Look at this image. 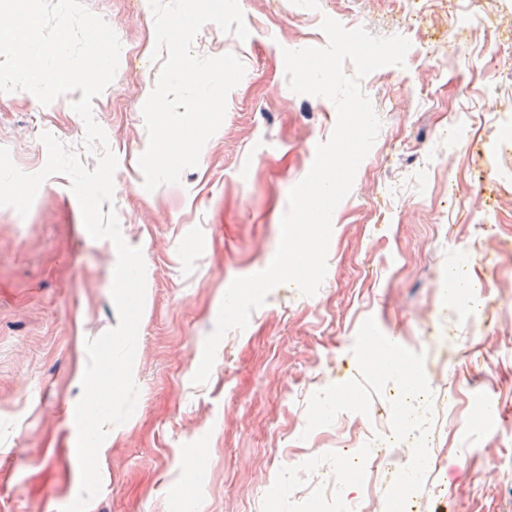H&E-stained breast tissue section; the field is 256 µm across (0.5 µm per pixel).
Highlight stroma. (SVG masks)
Here are the masks:
<instances>
[{
    "mask_svg": "<svg viewBox=\"0 0 512 512\" xmlns=\"http://www.w3.org/2000/svg\"><path fill=\"white\" fill-rule=\"evenodd\" d=\"M83 3L121 44L93 108L119 159L122 236L146 265L139 398L100 448L102 488L88 512H345L368 491L383 512L396 486H366L358 464L389 436L395 467L421 449L441 461L405 496V512H512V135L502 130L512 116V0H482L468 50L441 62L422 50L447 39L448 0L413 17L397 0H238L246 40L208 23L194 41L199 55L231 53L245 66L224 121L197 167L152 192L138 164L142 107L159 72L148 0ZM326 16L403 36L414 50L361 82L381 126L333 212L319 291L273 289L245 330L224 336L208 381L193 383L227 288L270 264L289 192L332 135L334 105L289 93L283 57L325 46ZM80 97L44 106L26 91L0 92V147L34 173L47 132L94 168L71 107ZM467 118L472 135L460 144L452 133ZM117 260L112 241L86 231L66 176L44 182L27 217L0 207V512H62L78 494L85 341L118 323ZM461 274L488 288L474 328L443 288ZM370 334L399 336L425 384L409 391L372 373ZM416 397L426 409L400 429L395 410ZM481 399L494 411L476 427ZM329 405L338 423L319 424Z\"/></svg>",
    "mask_w": 512,
    "mask_h": 512,
    "instance_id": "35a3bbf8",
    "label": "stroma"
}]
</instances>
